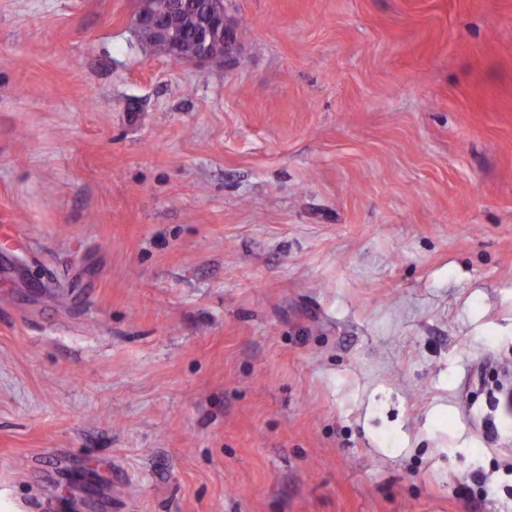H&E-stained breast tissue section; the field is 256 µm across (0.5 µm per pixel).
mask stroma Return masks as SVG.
Listing matches in <instances>:
<instances>
[{
  "label": "stroma",
  "instance_id": "35a3bbf8",
  "mask_svg": "<svg viewBox=\"0 0 512 512\" xmlns=\"http://www.w3.org/2000/svg\"><path fill=\"white\" fill-rule=\"evenodd\" d=\"M0 0V512H512V0ZM206 20L199 28V37L195 53L182 55L178 50L181 39L179 21L180 0H165L169 7L162 15L156 8L154 0H139L136 23L141 36L147 42H165L172 52L168 59L172 62L195 60L198 62L222 61L229 53L230 45L236 42L233 25L224 13V1L210 0ZM188 1L187 10H186V23L184 25L185 28V37L182 41V51L184 54H188L195 49V43L193 41V31L196 26V17L202 11L203 6L206 4L207 0H186Z\"/></svg>",
  "mask_w": 512,
  "mask_h": 512
}]
</instances>
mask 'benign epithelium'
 Returning a JSON list of instances; mask_svg holds the SVG:
<instances>
[{"label": "benign epithelium", "mask_w": 512, "mask_h": 512, "mask_svg": "<svg viewBox=\"0 0 512 512\" xmlns=\"http://www.w3.org/2000/svg\"><path fill=\"white\" fill-rule=\"evenodd\" d=\"M165 2L169 3V7L161 14L155 6V0H138L136 23L146 41L167 43L172 48L168 55L172 62H181L188 58L198 62L224 59V55L229 53L230 45L236 42L235 29L224 13V0H211L206 20L199 28L196 51L190 57L182 55L178 50L181 39L180 0Z\"/></svg>", "instance_id": "7a95c632"}]
</instances>
